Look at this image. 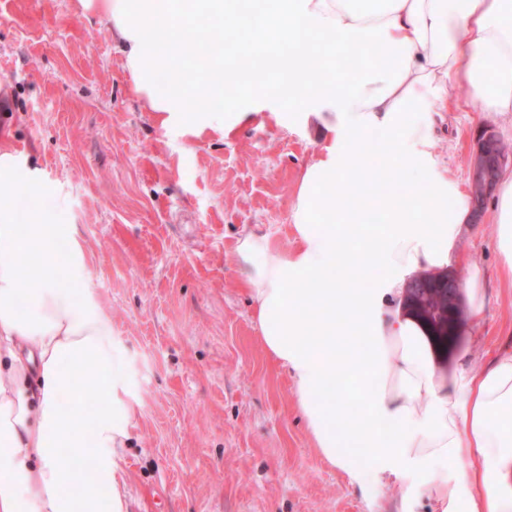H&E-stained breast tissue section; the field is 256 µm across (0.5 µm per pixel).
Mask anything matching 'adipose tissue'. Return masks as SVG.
Segmentation results:
<instances>
[{"label":"adipose tissue","mask_w":512,"mask_h":512,"mask_svg":"<svg viewBox=\"0 0 512 512\" xmlns=\"http://www.w3.org/2000/svg\"><path fill=\"white\" fill-rule=\"evenodd\" d=\"M241 25L237 0H99L138 94L164 124L230 135L241 123H317L326 137L300 172L294 243L239 238L242 282L263 346L289 374L320 458L366 485L421 476L435 512H512V353L441 368L402 307L407 280L448 267L468 224L470 193L430 150L431 113L512 112V0H267ZM190 17L244 28L247 41L202 56L188 91L156 50ZM373 55L353 73L341 61ZM171 76L168 98L156 73ZM466 87L449 100L448 88ZM378 141H369L370 133ZM493 242L512 282V173L494 191ZM54 224L0 214V512H125L121 452L133 410L111 321L86 293L78 238L56 249ZM35 255L22 271L20 260ZM391 274L374 279L380 269ZM98 405L82 409L86 369ZM360 397L357 412L347 396ZM68 465H61L60 457ZM468 465L449 475L448 462Z\"/></svg>","instance_id":"ef3b65f1"}]
</instances>
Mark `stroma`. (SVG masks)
Wrapping results in <instances>:
<instances>
[{"label":"stroma","mask_w":512,"mask_h":512,"mask_svg":"<svg viewBox=\"0 0 512 512\" xmlns=\"http://www.w3.org/2000/svg\"><path fill=\"white\" fill-rule=\"evenodd\" d=\"M438 165L461 184L482 129L512 145V115L435 112ZM316 125L256 121L224 137L162 125L135 91L105 14L80 0H0V165L43 203L0 213L59 225L83 247L112 322L133 408L121 465L127 512H431L415 474L365 487L322 461L289 377L266 353L236 262L239 237L293 246L290 208ZM494 212L466 225L452 261L481 271L473 362L512 350V284Z\"/></svg>","instance_id":"stroma-1"}]
</instances>
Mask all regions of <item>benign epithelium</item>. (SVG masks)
Wrapping results in <instances>:
<instances>
[{"mask_svg":"<svg viewBox=\"0 0 512 512\" xmlns=\"http://www.w3.org/2000/svg\"><path fill=\"white\" fill-rule=\"evenodd\" d=\"M489 140L476 144L469 171L470 184L479 189V195L473 200V223L478 224L483 215V206L494 184L502 172L504 161L489 153ZM438 289L447 296L448 310L431 308L427 304L429 291ZM405 296L413 300V305L436 327L448 332V338L462 330L460 310L462 309V288L452 270H439L414 276L406 284Z\"/></svg>","mask_w":512,"mask_h":512,"instance_id":"1","label":"benign epithelium"}]
</instances>
